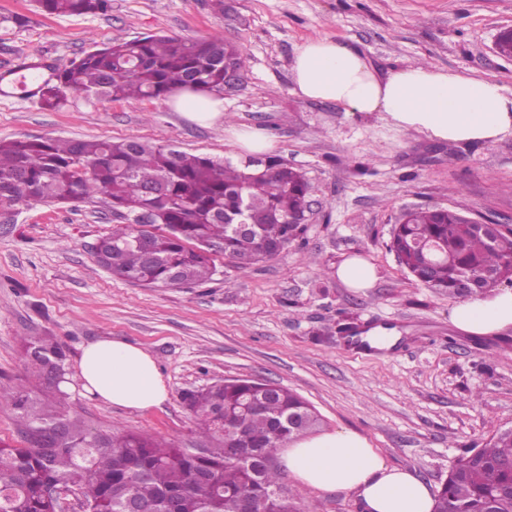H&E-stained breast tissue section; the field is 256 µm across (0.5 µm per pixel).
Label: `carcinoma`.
<instances>
[{
  "instance_id": "1",
  "label": "carcinoma",
  "mask_w": 512,
  "mask_h": 512,
  "mask_svg": "<svg viewBox=\"0 0 512 512\" xmlns=\"http://www.w3.org/2000/svg\"><path fill=\"white\" fill-rule=\"evenodd\" d=\"M56 16H96L112 0H37ZM246 57L214 35L205 40L150 34L111 42L65 67L21 58L0 72V96L56 109L66 95L89 101L169 97L181 91L224 94V61ZM253 164L154 145L139 139L54 138L0 141V215L19 206L93 202L105 196L124 213L101 238L97 262L112 276L143 287L181 288L216 273L220 253L245 270L277 255L304 232L290 224L310 189L277 157ZM268 172H263V168ZM152 215L150 227L137 223ZM244 222L250 230L240 232ZM399 263L428 288L456 293L465 278L512 281V228L490 230L454 209L407 211L390 242ZM30 378L52 386L66 352L50 338L22 342ZM15 412L23 443L0 440V512H56L53 488H73L88 512H122L133 497L154 512H231L241 496L258 512H300L277 463L279 449L319 428L314 408L279 386L226 379L184 396L199 426L203 451L155 437L96 431L60 410L57 401L19 386L0 394ZM223 411V425L214 419ZM433 512H512V433H498L452 465Z\"/></svg>"
}]
</instances>
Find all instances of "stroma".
<instances>
[{
    "mask_svg": "<svg viewBox=\"0 0 512 512\" xmlns=\"http://www.w3.org/2000/svg\"><path fill=\"white\" fill-rule=\"evenodd\" d=\"M512 27V0H112L108 14L55 16L36 0H0V71L18 58L65 65L108 42L148 34L239 45L247 64L225 90V120H187L169 99L91 102L68 94L57 109L0 97V139L138 138L237 159L225 125L259 130L273 155L300 169L314 202L302 238L246 270L216 256L211 281L142 288L98 266L94 247L119 223L83 202L20 208L0 223V391L26 378L22 338L55 337L66 377L99 339L146 350L169 389L160 407L130 411L62 391L69 414L100 430L119 426L184 448L198 424L181 396L227 377L272 380L313 405L327 432L365 437L393 467L440 490L457 457L512 426V330L477 336L448 321L457 296L416 282L389 248L405 210L457 207L512 225V135L448 148L375 115L292 92L297 48L327 37L357 48L380 73L424 63L496 82L512 95V58L494 52ZM358 254L374 267L350 288L336 267ZM396 335L371 347L368 331ZM303 512H362L353 495L287 479Z\"/></svg>",
    "mask_w": 512,
    "mask_h": 512,
    "instance_id": "35a3bbf8",
    "label": "stroma"
}]
</instances>
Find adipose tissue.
Listing matches in <instances>:
<instances>
[{
  "label": "adipose tissue",
  "instance_id": "adipose-tissue-1",
  "mask_svg": "<svg viewBox=\"0 0 512 512\" xmlns=\"http://www.w3.org/2000/svg\"><path fill=\"white\" fill-rule=\"evenodd\" d=\"M291 72L294 91L302 99L375 112L404 131L458 144L492 143L512 133V96L490 80L422 65L382 75L356 49L328 38L302 44ZM173 103L197 122H214L224 114L223 99L211 94L182 92ZM449 322L474 335L512 329V289L456 304ZM77 377L85 391L112 406L143 411L168 398L151 355L123 341L100 339L84 346ZM281 457L300 485L351 494L363 512H432L427 485L413 473L387 465L356 432L338 429L297 440L282 449Z\"/></svg>",
  "mask_w": 512,
  "mask_h": 512
}]
</instances>
